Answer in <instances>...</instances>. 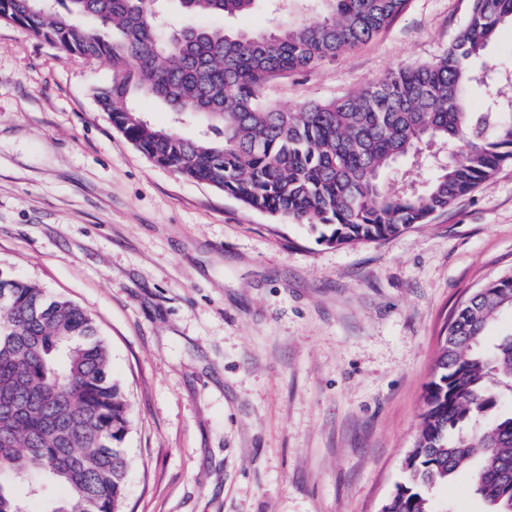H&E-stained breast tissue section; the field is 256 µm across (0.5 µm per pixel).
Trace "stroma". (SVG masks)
I'll list each match as a JSON object with an SVG mask.
<instances>
[{"label":"stroma","instance_id":"obj_1","mask_svg":"<svg viewBox=\"0 0 512 512\" xmlns=\"http://www.w3.org/2000/svg\"><path fill=\"white\" fill-rule=\"evenodd\" d=\"M471 0L268 83L281 108L441 55ZM86 61L0 21V273L90 312L133 423L122 512H380L454 311L512 276V164L429 223L343 247L151 163ZM436 497L486 512L471 470Z\"/></svg>","mask_w":512,"mask_h":512}]
</instances>
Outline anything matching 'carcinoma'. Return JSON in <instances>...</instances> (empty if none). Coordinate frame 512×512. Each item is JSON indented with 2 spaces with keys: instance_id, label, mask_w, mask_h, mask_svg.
<instances>
[{
  "instance_id": "carcinoma-1",
  "label": "carcinoma",
  "mask_w": 512,
  "mask_h": 512,
  "mask_svg": "<svg viewBox=\"0 0 512 512\" xmlns=\"http://www.w3.org/2000/svg\"><path fill=\"white\" fill-rule=\"evenodd\" d=\"M256 0H0V21L66 52L111 65L93 96L112 126L157 166L223 191L242 205L347 246L389 239L426 224L512 162V97L475 86L508 84L475 69L512 0H473L466 27L437 59L288 111L263 97L271 80L315 68L370 40L407 0H318L315 19L269 34L198 27L172 43L161 27L173 12L237 19ZM198 124L193 137L140 121L138 99ZM433 145L454 151L428 170L419 190L387 173ZM512 311V277L463 302L443 337L406 477L380 512H441L433 489L477 462L475 491L489 512H512V333L484 346L496 316ZM130 404L110 374V349L75 302L0 275V512H27L13 492L50 481L66 495L46 512H121L130 467L122 447Z\"/></svg>"
}]
</instances>
